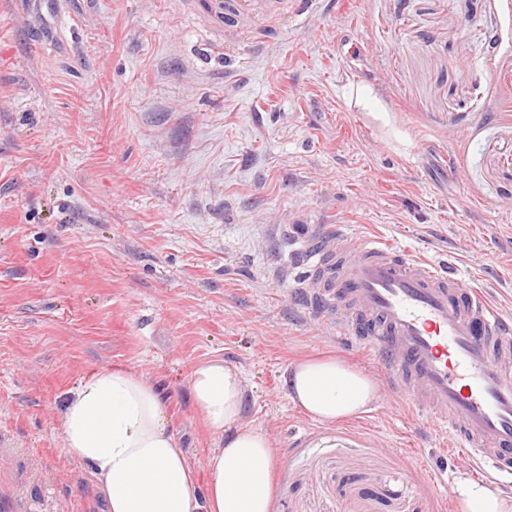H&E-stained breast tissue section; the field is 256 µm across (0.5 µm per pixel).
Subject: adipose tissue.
Here are the masks:
<instances>
[{
  "instance_id": "adipose-tissue-1",
  "label": "adipose tissue",
  "mask_w": 512,
  "mask_h": 512,
  "mask_svg": "<svg viewBox=\"0 0 512 512\" xmlns=\"http://www.w3.org/2000/svg\"><path fill=\"white\" fill-rule=\"evenodd\" d=\"M284 387L304 413L332 423L369 411L379 398L367 373L333 356L294 363ZM188 391L217 442L205 459L202 486L169 426L161 390L144 375L102 369L67 400L63 446L89 466L104 512H271L274 456L268 436L244 420L240 372L221 358L203 360ZM455 495L462 512H512V499L469 479L457 481Z\"/></svg>"
}]
</instances>
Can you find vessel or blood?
I'll use <instances>...</instances> for the list:
<instances>
[{"instance_id":"b4317fda","label":"vessel or blood","mask_w":512,"mask_h":512,"mask_svg":"<svg viewBox=\"0 0 512 512\" xmlns=\"http://www.w3.org/2000/svg\"><path fill=\"white\" fill-rule=\"evenodd\" d=\"M299 0H207L258 30ZM310 305L328 329L375 356L387 388L445 433L464 459L512 480V316L480 287L378 235L317 224L297 239Z\"/></svg>"}]
</instances>
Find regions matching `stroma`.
<instances>
[{"mask_svg":"<svg viewBox=\"0 0 512 512\" xmlns=\"http://www.w3.org/2000/svg\"><path fill=\"white\" fill-rule=\"evenodd\" d=\"M68 8L0 0V504L102 512L59 418L112 366L158 385L203 461L188 380L219 357L271 437L273 512H445L466 463L421 417L383 397L331 424L287 398L303 356L380 376L305 308L292 237L384 233L512 315V0H304L241 41L177 0Z\"/></svg>","mask_w":512,"mask_h":512,"instance_id":"stroma-1","label":"stroma"}]
</instances>
